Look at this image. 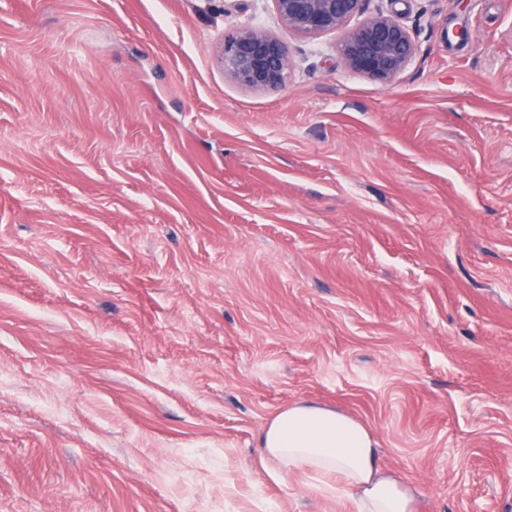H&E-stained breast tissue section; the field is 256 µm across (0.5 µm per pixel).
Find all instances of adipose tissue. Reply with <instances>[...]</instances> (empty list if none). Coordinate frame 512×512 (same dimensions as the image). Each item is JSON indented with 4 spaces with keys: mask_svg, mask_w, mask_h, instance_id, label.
I'll return each mask as SVG.
<instances>
[{
    "mask_svg": "<svg viewBox=\"0 0 512 512\" xmlns=\"http://www.w3.org/2000/svg\"><path fill=\"white\" fill-rule=\"evenodd\" d=\"M262 461L285 476L310 469L339 476L357 512H413L408 487L384 474L371 433L331 409L301 403L279 413L260 439Z\"/></svg>",
    "mask_w": 512,
    "mask_h": 512,
    "instance_id": "adipose-tissue-1",
    "label": "adipose tissue"
}]
</instances>
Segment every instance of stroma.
<instances>
[{"instance_id":"stroma-1","label":"stroma","mask_w":512,"mask_h":512,"mask_svg":"<svg viewBox=\"0 0 512 512\" xmlns=\"http://www.w3.org/2000/svg\"><path fill=\"white\" fill-rule=\"evenodd\" d=\"M367 12L387 85L272 0H0V512H356L261 463L301 402L415 512H512V0ZM220 60L226 76L256 90L282 87L292 68L287 44L253 25L239 26L224 37Z\"/></svg>"}]
</instances>
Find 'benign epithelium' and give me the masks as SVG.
I'll return each instance as SVG.
<instances>
[{"instance_id":"benign-epithelium-1","label":"benign epithelium","mask_w":512,"mask_h":512,"mask_svg":"<svg viewBox=\"0 0 512 512\" xmlns=\"http://www.w3.org/2000/svg\"><path fill=\"white\" fill-rule=\"evenodd\" d=\"M282 26L304 38L340 34V55L347 68L391 83L415 54L408 29L392 16H367L368 0H272ZM364 16L354 25L352 21ZM224 74L250 89L282 87L292 68L288 45L262 27L243 25L224 37L220 55Z\"/></svg>"}]
</instances>
